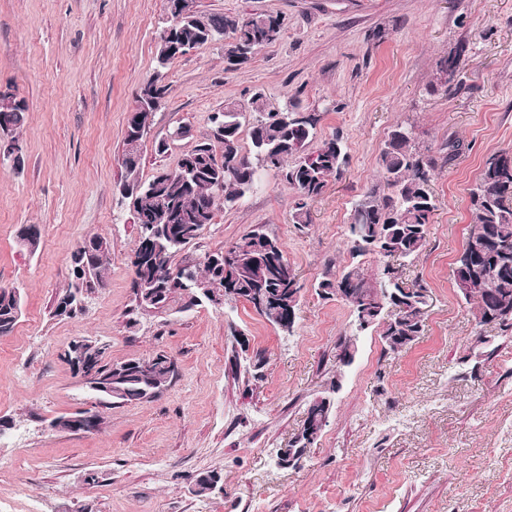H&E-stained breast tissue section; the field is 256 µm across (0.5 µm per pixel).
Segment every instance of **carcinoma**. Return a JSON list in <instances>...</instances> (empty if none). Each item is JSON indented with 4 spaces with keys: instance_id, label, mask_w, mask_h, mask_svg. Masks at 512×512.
<instances>
[{
    "instance_id": "1",
    "label": "carcinoma",
    "mask_w": 512,
    "mask_h": 512,
    "mask_svg": "<svg viewBox=\"0 0 512 512\" xmlns=\"http://www.w3.org/2000/svg\"><path fill=\"white\" fill-rule=\"evenodd\" d=\"M176 12L186 11L193 23L176 25L174 31L181 41L193 49L210 40L228 37L224 57L231 65L251 59L254 43L264 41L267 25H282L279 16L251 13L242 17L204 14L196 0H173ZM463 50L459 49L439 65L437 82L446 85L460 69ZM154 118V111L133 108L128 115L124 150L120 162V185L123 197L130 200L137 241L148 237L159 227L171 225L170 236L161 238L155 253L141 261H131L138 313L165 308L179 296L183 308L189 309L206 299L214 305L227 300L252 301L250 291L264 288L267 303L257 313L268 323L284 331L290 312L298 309L303 285L285 282L274 273L262 256L261 248L269 244L283 255L279 239L261 229L242 236L212 257L224 258L218 269L211 260L186 261L172 266V257L197 239V230L213 223L219 205L233 207L254 186L258 169L278 171L296 192L293 223L306 228L312 223L311 203L320 197L329 179L343 178L347 154L341 139L333 135L324 139L312 152L308 144L319 121L316 113L297 119L288 108L272 106L257 92L247 103L224 105L216 113L213 139L197 142L180 158L173 171L160 170L144 182L140 176L141 145ZM248 132L251 147L243 152L241 135ZM224 146L222 160H217L215 143ZM382 183L369 188L354 207L349 224L350 252L353 256L376 253L385 258L416 259L427 244L436 202L430 192V181L436 169L431 148L423 145L414 129L398 125L389 133L379 157ZM473 224L455 267V284L468 303H474V319L479 327L493 324L503 332L512 331V150H501L485 163L470 190ZM109 249L100 237L89 240V250L77 248L73 254V271L84 264L91 266L82 292L74 295L73 286L58 296L56 317H71L79 312L82 298L104 286L108 271ZM389 264L370 278L357 264L337 278L319 282L325 296H340L353 310L359 332L380 329L385 350L399 353L411 347L424 330V314L428 305L425 288L414 287L409 293L390 283ZM399 298L390 301L396 313L390 320L373 310L375 300L389 301L392 293ZM16 287H0V335L11 333L17 324ZM358 353V335L339 344L337 354L341 367L349 366L346 358ZM166 355H155L153 365L146 367L141 359H130L108 365L97 361L94 393L114 404L138 402L150 398V392H161L168 385L173 371L165 365ZM339 378L309 400L306 419L300 432L299 446L311 448L320 437L323 420L333 406V395Z\"/></svg>"
}]
</instances>
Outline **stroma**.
Returning <instances> with one entry per match:
<instances>
[{"label":"stroma","instance_id":"obj_1","mask_svg":"<svg viewBox=\"0 0 512 512\" xmlns=\"http://www.w3.org/2000/svg\"><path fill=\"white\" fill-rule=\"evenodd\" d=\"M196 3L280 16L282 34L240 66L215 41L161 70L165 0H0V89L27 105L24 167L0 159V287L22 291L21 316L0 336V417L11 421L0 434V512H512V335L476 326L454 276L473 222L469 192L486 160L512 149V0ZM459 49L465 66L429 92ZM158 73L167 93L142 142V179L175 169L209 135L212 113L258 91L320 113L311 147L340 134L345 175L313 202L308 228L292 222L294 190L261 169L253 190L173 258L201 259L259 226L275 234L303 285L292 334L242 299L134 315L138 229L119 160L127 117ZM399 124L438 161L437 210L422 253L396 262L402 281L427 290L424 331L390 354L317 285L352 263L354 205L380 181ZM27 224L40 229L33 251L18 238ZM92 237L108 243L105 285L76 316H54L72 254ZM479 332L493 356H472ZM352 334L358 355L337 369L338 343ZM82 337L103 346L105 364L163 353L175 375L157 397L99 402L67 356ZM336 375L342 387L316 446L299 466H278L308 401ZM84 409L99 412V430L50 428ZM210 471L221 491L197 496Z\"/></svg>","mask_w":512,"mask_h":512}]
</instances>
